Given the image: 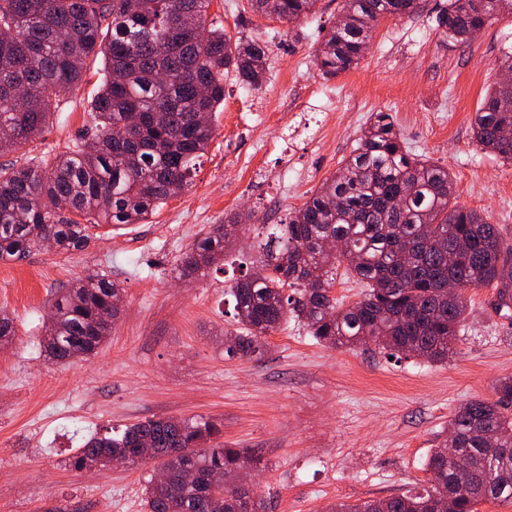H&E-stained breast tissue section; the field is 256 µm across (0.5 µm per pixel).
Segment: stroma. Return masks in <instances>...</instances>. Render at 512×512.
Masks as SVG:
<instances>
[{
    "label": "stroma",
    "instance_id": "stroma-1",
    "mask_svg": "<svg viewBox=\"0 0 512 512\" xmlns=\"http://www.w3.org/2000/svg\"><path fill=\"white\" fill-rule=\"evenodd\" d=\"M380 22L358 65L323 78L315 53L340 0H318L294 23L252 13L247 0H210L207 20L266 43L257 90L224 75V105L191 186L144 224H101L82 252L39 249L0 261V311L15 336L0 348V512H145L152 463L76 471L83 436L156 417H209L221 442L261 461L254 483L266 512H326L329 504L386 498L428 485L425 463L453 414L494 400L512 376V319L493 291L465 292L467 317L447 362L390 358L381 347L332 348L288 321L260 354L225 352L236 330L224 291L239 263L178 282L188 248L212 225L247 213L277 224L339 168L374 113L394 119L409 149L448 168L456 205L479 211L512 240V162L482 151L471 122L512 47L501 13L466 43L447 41L433 17L446 0ZM52 106L47 130L0 154V168L39 162L91 135L90 102L103 74ZM241 231L250 247L255 232ZM118 284L112 329L88 359L61 365L42 346L62 288L91 274Z\"/></svg>",
    "mask_w": 512,
    "mask_h": 512
}]
</instances>
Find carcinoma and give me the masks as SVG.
Returning a JSON list of instances; mask_svg holds the SVG:
<instances>
[{"label": "carcinoma", "mask_w": 512, "mask_h": 512, "mask_svg": "<svg viewBox=\"0 0 512 512\" xmlns=\"http://www.w3.org/2000/svg\"><path fill=\"white\" fill-rule=\"evenodd\" d=\"M209 2L0 0V151L41 135L54 100L82 79L89 58L106 60L93 99V142L0 168L1 261L26 257L47 236L60 251H82L95 225L142 224L190 186L224 104V72L258 89L268 68L263 42L206 25ZM248 3L292 22L309 16L317 0ZM417 8L418 0H342L317 49L321 76L355 67L382 19ZM500 13L512 14V0H448L435 23L463 43ZM117 129L124 136L114 137ZM472 131L482 150L512 161V86L494 84ZM453 195L448 169L412 153L392 117L375 113L336 173L257 240L258 258L227 289L240 331L225 333L226 352H260L264 337L292 317L328 347L373 342L392 357L448 361L467 311L462 289L492 288L494 311L512 314V242L479 212L451 206ZM239 230L237 215L213 226L184 253L177 277L206 276L236 251ZM327 239L342 249L326 248ZM342 265L365 286L349 304L331 295ZM450 281L458 292L448 293ZM121 293L116 283L88 276L57 295L47 355L70 362L92 354L109 336ZM220 432L204 417L149 419L83 438L70 466L107 468L115 453L148 439L152 459L170 472L166 483L145 480L149 512H264L253 491L233 488L218 507L203 483L183 481L184 467L235 478L247 456L216 442ZM425 466L431 480L421 492L339 501L329 512H478L483 502L512 503V377L498 383L495 400H471L455 412Z\"/></svg>", "instance_id": "carcinoma-1"}]
</instances>
